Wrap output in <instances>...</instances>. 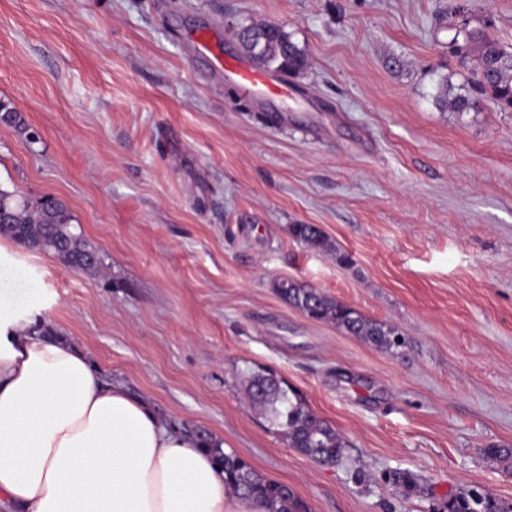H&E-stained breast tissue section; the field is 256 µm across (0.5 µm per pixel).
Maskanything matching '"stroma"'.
I'll use <instances>...</instances> for the list:
<instances>
[{
    "label": "stroma",
    "mask_w": 512,
    "mask_h": 512,
    "mask_svg": "<svg viewBox=\"0 0 512 512\" xmlns=\"http://www.w3.org/2000/svg\"><path fill=\"white\" fill-rule=\"evenodd\" d=\"M456 8L512 42V0H0V100L24 120L0 123V185L65 202L108 267L0 236V318L72 341L308 512H442L476 486L512 502V469L483 453L512 448V108L439 106L464 82ZM258 21L309 57L286 95L241 96L216 69ZM289 279L406 346L309 318L276 293ZM261 370L341 434L340 463L252 408ZM395 470L418 477L410 497ZM288 231L291 237L297 241L309 247L319 248L325 252L331 253L337 263L347 264L349 262L348 255L336 250L333 245L328 242L319 227L313 224H292L289 225Z\"/></svg>",
    "instance_id": "obj_1"
}]
</instances>
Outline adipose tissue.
Here are the masks:
<instances>
[{
    "mask_svg": "<svg viewBox=\"0 0 512 512\" xmlns=\"http://www.w3.org/2000/svg\"><path fill=\"white\" fill-rule=\"evenodd\" d=\"M0 334V506L7 512H224L195 437L24 317Z\"/></svg>",
    "mask_w": 512,
    "mask_h": 512,
    "instance_id": "adipose-tissue-1",
    "label": "adipose tissue"
}]
</instances>
